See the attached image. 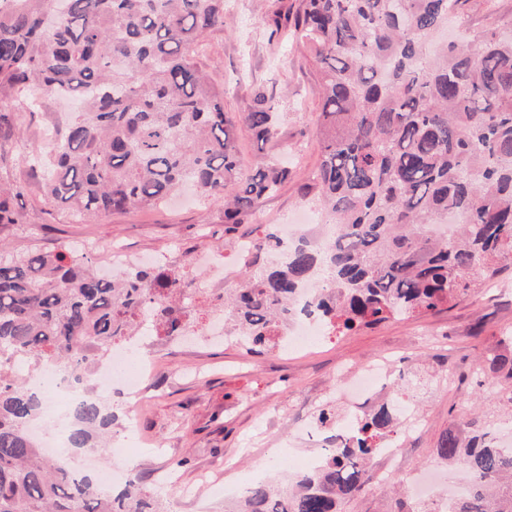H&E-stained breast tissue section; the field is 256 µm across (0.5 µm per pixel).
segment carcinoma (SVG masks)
<instances>
[{"label":"carcinoma","mask_w":512,"mask_h":512,"mask_svg":"<svg viewBox=\"0 0 512 512\" xmlns=\"http://www.w3.org/2000/svg\"><path fill=\"white\" fill-rule=\"evenodd\" d=\"M0 105L18 94L38 105L80 102L52 148L49 202L97 218L157 204L190 184L224 205V245L288 180L264 157L239 165L235 124L191 46L224 28V0H0ZM465 0H295L273 12L316 66L322 89L321 160L312 174L320 210L336 224L324 248L285 247L268 224L245 255V288L224 296V316L250 352L271 347L291 320L293 298L324 268L329 286L310 306L345 334L391 317L436 309L476 291L512 255V18L468 37H444ZM262 141L278 135V112L258 92L239 115ZM0 184V224H21ZM456 234L431 228L448 213ZM184 277L166 269L98 276L65 244L17 254L0 246V512H162L132 470L106 493L90 473L44 455L29 430L44 398L17 375L28 359L79 380L116 340L135 330L141 307L170 336ZM477 373L512 382V336ZM75 454L104 451L117 421L93 398L69 413ZM397 424L381 405L360 418L321 468L290 487L251 485L236 512H342L368 483L377 440ZM450 429L439 458L466 471L470 494L454 512H512V449L468 422Z\"/></svg>","instance_id":"obj_1"}]
</instances>
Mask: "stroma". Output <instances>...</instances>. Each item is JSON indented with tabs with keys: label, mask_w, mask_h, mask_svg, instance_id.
Instances as JSON below:
<instances>
[{
	"label": "stroma",
	"mask_w": 512,
	"mask_h": 512,
	"mask_svg": "<svg viewBox=\"0 0 512 512\" xmlns=\"http://www.w3.org/2000/svg\"><path fill=\"white\" fill-rule=\"evenodd\" d=\"M292 0H225L223 29L207 34L198 45L212 82L224 91V110L238 117L255 87L272 96L279 112L275 142L261 144L244 125H237L235 144L242 166L260 156L288 163L290 177L262 208L267 223L295 221L302 209H315L304 191L320 159L317 118L321 91L306 50L288 44L272 31L277 5ZM512 17V0H467L451 27L477 32L494 19ZM14 134L0 140L8 163L0 182L18 183L20 224H0V242L17 253L48 252L62 243L108 241L131 253L166 250L181 243L184 253L175 269L187 273L190 257L217 250L224 237V208L193 199L164 201L150 209H131L100 218H79L64 206L49 204L42 191L44 173L32 167L34 149L44 147L49 130L63 126L69 109L49 100L29 109H10ZM485 288L435 310L399 316L348 334L329 336L305 351L249 353L224 343L168 347L152 345L136 351L150 359L149 398L139 407L135 425L142 440L134 445L126 428L128 395L109 390L107 400L118 420L103 461L122 459L138 468L147 492L167 512H224V500L258 482L280 485L284 475L312 463L346 434L362 411L349 396L335 402L333 427L302 434L317 407L336 385V370L363 369L382 360L388 366L384 396L411 407L419 428L409 434L390 473L377 460L368 463L365 490L347 500L344 512H398L399 500L410 497L402 478L423 470L436 457L442 433L460 428L465 418L496 410L512 425V411L494 407L496 386L476 387L471 370L482 354L496 350L501 337L512 336V261ZM417 374L422 385L404 390L402 378ZM177 473L182 485L196 492L176 498L167 482Z\"/></svg>",
	"instance_id": "1"
}]
</instances>
